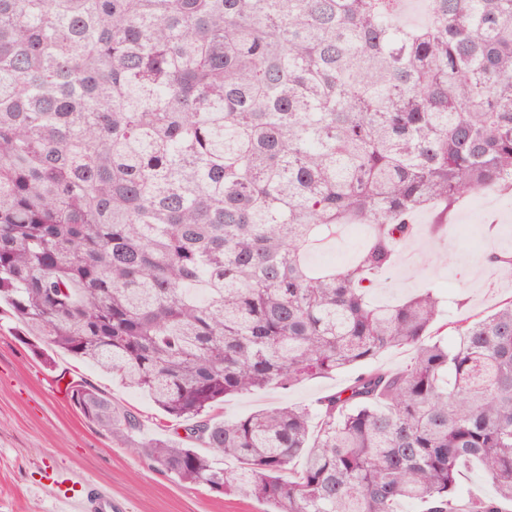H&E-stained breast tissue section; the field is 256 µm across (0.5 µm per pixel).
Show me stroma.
I'll return each mask as SVG.
<instances>
[{
  "mask_svg": "<svg viewBox=\"0 0 512 512\" xmlns=\"http://www.w3.org/2000/svg\"><path fill=\"white\" fill-rule=\"evenodd\" d=\"M434 222L433 211L414 215L416 234L400 246L397 264L382 277L375 302L392 304L432 287L444 300L449 321L486 313L512 295V267L500 271L495 295L486 288L485 271L487 253L512 252V194H472L458 204L445 231L434 232ZM367 235L362 226L345 228L309 260L316 267L348 265ZM55 361V367H47L22 339L11 315H0V512H53L51 490L67 473L111 484L112 497L123 503L124 512H266L265 504L243 494L222 496L203 485L178 482L88 423L71 399L69 382L85 381L136 414L142 422L140 442L185 434L183 424L145 393L70 356L59 353ZM358 373L352 367L286 390L234 396L220 414L232 421L259 409L308 405Z\"/></svg>",
  "mask_w": 512,
  "mask_h": 512,
  "instance_id": "35a3bbf8",
  "label": "stroma"
}]
</instances>
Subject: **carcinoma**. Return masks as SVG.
<instances>
[{
	"label": "carcinoma",
	"instance_id": "obj_1",
	"mask_svg": "<svg viewBox=\"0 0 512 512\" xmlns=\"http://www.w3.org/2000/svg\"><path fill=\"white\" fill-rule=\"evenodd\" d=\"M0 0V301L26 334L147 394L190 444L141 452L268 512H461V465L512 503V296L449 321L371 300L465 195L512 193V0ZM343 224L372 233L312 269ZM487 289L512 253L485 260ZM312 405L225 399L369 365ZM125 443L139 418L71 383ZM300 467H295L296 461ZM231 461L234 468L224 469Z\"/></svg>",
	"mask_w": 512,
	"mask_h": 512
}]
</instances>
